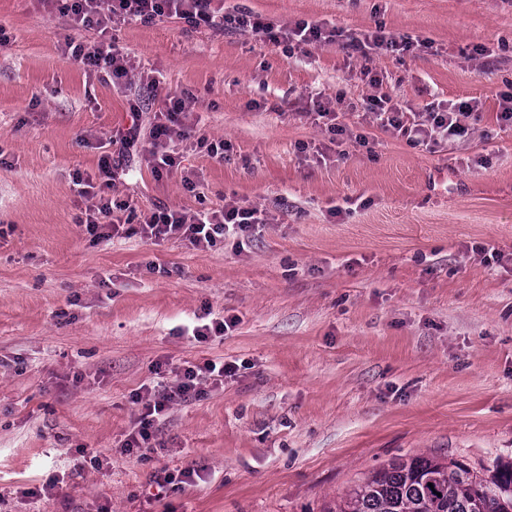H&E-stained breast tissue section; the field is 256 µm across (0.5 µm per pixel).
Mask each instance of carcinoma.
Returning <instances> with one entry per match:
<instances>
[{
    "label": "carcinoma",
    "instance_id": "cac0c4a2",
    "mask_svg": "<svg viewBox=\"0 0 512 512\" xmlns=\"http://www.w3.org/2000/svg\"><path fill=\"white\" fill-rule=\"evenodd\" d=\"M334 512H512V464L486 480L437 456L394 461L341 498Z\"/></svg>",
    "mask_w": 512,
    "mask_h": 512
}]
</instances>
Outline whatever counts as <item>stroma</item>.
<instances>
[{"label":"stroma","instance_id":"1","mask_svg":"<svg viewBox=\"0 0 512 512\" xmlns=\"http://www.w3.org/2000/svg\"><path fill=\"white\" fill-rule=\"evenodd\" d=\"M224 7L433 46L290 57L178 19L118 24L139 72L192 94L185 125L229 144L217 158L178 143L158 180L145 157L160 98L66 62L69 18L0 0V512H328L395 459L442 456L487 479L512 463V128L496 120L512 0ZM376 93L478 112L467 137L414 147L359 111ZM319 95L352 132L342 144L311 113ZM134 100L140 140L114 196L140 215L255 207L266 224L204 250L90 242L73 177L96 173ZM204 316L224 335L194 338ZM207 360L237 370L157 421L154 452H125L137 396ZM188 468L155 499L154 472Z\"/></svg>","mask_w":512,"mask_h":512}]
</instances>
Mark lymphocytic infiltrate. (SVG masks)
Instances as JSON below:
<instances>
[{"instance_id":"1","label":"lymphocytic infiltrate","mask_w":512,"mask_h":512,"mask_svg":"<svg viewBox=\"0 0 512 512\" xmlns=\"http://www.w3.org/2000/svg\"><path fill=\"white\" fill-rule=\"evenodd\" d=\"M51 9L69 17L73 37L65 42L64 57L67 61L105 73L113 89L122 90L132 81L128 54L116 40L85 41L82 32L94 29L106 33L115 24L128 21L153 23L166 18L180 19L190 27L208 29H234L251 33L259 40L282 47L285 53L321 43L340 42L342 48L361 54L369 51L402 54L412 49L429 48L426 40L416 42L376 29L364 37L343 34L336 27L318 22L300 20L294 25L277 22L241 10L230 14L214 7V0H45ZM192 97L189 93H166L151 131L152 147L148 162L155 176L177 167L176 157L167 149L173 138H189L190 132L182 124L181 116L187 112ZM361 107L373 123L384 130L407 136L410 143L423 146L441 140L465 137L468 133L463 120L474 112L470 102L463 101L446 106H434L426 112H406L394 103L389 94L371 95L363 99ZM124 170L119 160L105 154L99 159L98 175L91 178L76 174L74 184L80 198L87 200L84 229L93 241H101L124 233L123 213L132 212L129 201L108 196ZM261 210L231 204L212 212L187 213L159 204L144 215L138 232L141 237L158 244L170 239L179 240L193 248H210L224 237L227 230L248 232L264 223ZM232 362L205 361L185 365L178 383L164 392L147 396L142 402V413L135 429L124 443L125 448L151 450L153 427L179 401L188 396L200 395L201 387L208 381H223L234 375Z\"/></svg>"}]
</instances>
